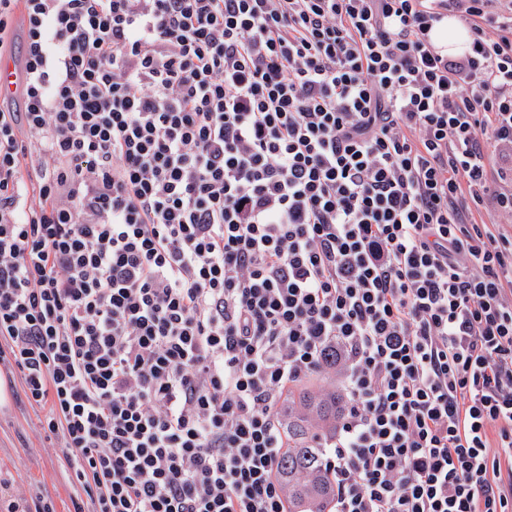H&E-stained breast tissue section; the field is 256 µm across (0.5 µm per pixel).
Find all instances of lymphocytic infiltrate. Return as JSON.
<instances>
[{
  "label": "lymphocytic infiltrate",
  "mask_w": 512,
  "mask_h": 512,
  "mask_svg": "<svg viewBox=\"0 0 512 512\" xmlns=\"http://www.w3.org/2000/svg\"><path fill=\"white\" fill-rule=\"evenodd\" d=\"M464 20L460 56L435 24ZM0 364L74 512H512V0H0ZM21 78V71L7 55L0 56V96L15 90V83ZM281 414L292 438V448H288L280 467L288 511L327 512L333 489L325 471L327 448L321 439L336 430V391L291 395L283 403Z\"/></svg>",
  "instance_id": "lymphocytic-infiltrate-1"
}]
</instances>
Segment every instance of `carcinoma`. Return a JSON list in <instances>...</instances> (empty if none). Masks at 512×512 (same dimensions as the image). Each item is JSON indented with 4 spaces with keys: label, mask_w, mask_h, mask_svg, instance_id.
Listing matches in <instances>:
<instances>
[{
    "label": "carcinoma",
    "mask_w": 512,
    "mask_h": 512,
    "mask_svg": "<svg viewBox=\"0 0 512 512\" xmlns=\"http://www.w3.org/2000/svg\"><path fill=\"white\" fill-rule=\"evenodd\" d=\"M292 448L280 471L288 493L289 512H327L333 489L325 471L326 448L321 439L336 430V393L292 395L281 407Z\"/></svg>",
    "instance_id": "cac0c4a2"
}]
</instances>
